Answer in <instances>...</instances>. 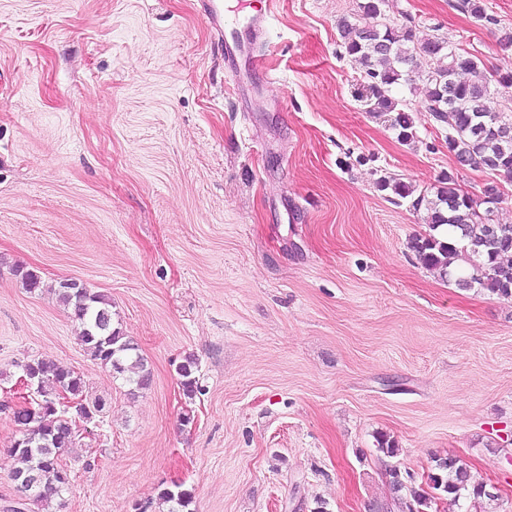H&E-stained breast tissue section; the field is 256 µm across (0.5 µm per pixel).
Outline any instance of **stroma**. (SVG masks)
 <instances>
[{
	"mask_svg": "<svg viewBox=\"0 0 512 512\" xmlns=\"http://www.w3.org/2000/svg\"><path fill=\"white\" fill-rule=\"evenodd\" d=\"M359 2L273 0L230 71L203 0H0V512L12 408L37 398L20 366L41 357L106 406L61 456L68 491L25 512H167L177 484L192 512H379L390 469L425 488L446 458L490 496L437 512H512V299L426 269L425 211L375 185L494 183L512 224V179L458 166L409 88L415 141L367 112L340 29ZM456 2L385 13L502 66L512 0H485L493 25ZM71 278L111 299L147 388L86 351L52 290ZM192 493L182 489V485H174V489L165 488L159 493V500L169 505L168 512H188L192 503Z\"/></svg>",
	"mask_w": 512,
	"mask_h": 512,
	"instance_id": "obj_1",
	"label": "stroma"
}]
</instances>
